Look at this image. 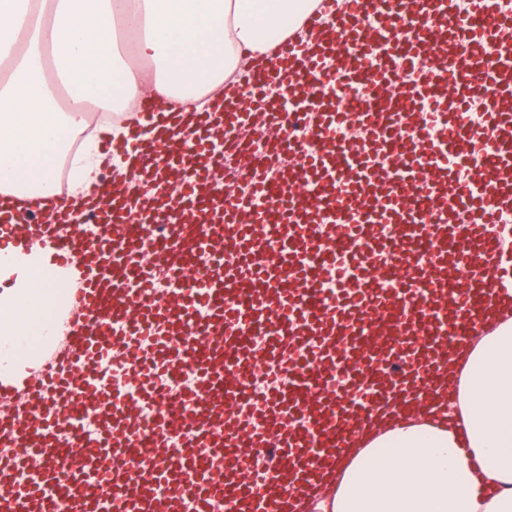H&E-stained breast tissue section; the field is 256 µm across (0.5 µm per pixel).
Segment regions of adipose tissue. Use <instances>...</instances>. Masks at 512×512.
<instances>
[{"label":"adipose tissue","instance_id":"ef3b65f1","mask_svg":"<svg viewBox=\"0 0 512 512\" xmlns=\"http://www.w3.org/2000/svg\"><path fill=\"white\" fill-rule=\"evenodd\" d=\"M302 0H0V188L22 206L82 212L100 190L103 169L125 170L123 156L97 140L74 148L85 108L124 113L107 139L147 127L143 97L213 111L215 94L249 67L267 63L271 31L298 19ZM150 63L153 75L127 64ZM74 99L59 104L61 90ZM72 156L67 200L54 190L57 168ZM0 363L47 335L56 279L38 261L18 264L0 248ZM446 422L415 413L366 422L362 445L343 451L331 498L302 497L292 477L281 495L298 512H512V317L495 316L452 355Z\"/></svg>","mask_w":512,"mask_h":512}]
</instances>
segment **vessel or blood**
I'll return each instance as SVG.
<instances>
[{
	"mask_svg": "<svg viewBox=\"0 0 512 512\" xmlns=\"http://www.w3.org/2000/svg\"><path fill=\"white\" fill-rule=\"evenodd\" d=\"M312 36L231 88L220 110L165 108L112 200L48 220L0 198V236L41 254L69 300L52 299L64 342L43 338L0 366V512H50L18 471L53 482L68 512L118 501L111 465L143 448L141 486L163 492L170 461L192 460L184 512L249 497L268 512V472L213 485L227 446L271 450L276 467L305 458L309 482L350 431L341 414L400 412L428 390L429 357L506 307L512 288V0H321ZM353 46L339 53L338 44ZM361 89L346 108L324 90L328 62ZM284 86L289 112L264 90ZM418 105L415 132L365 104L375 95ZM279 149L252 170L248 192L225 198L224 156L252 128ZM404 135L407 146L393 142ZM178 168L195 156L176 195H138L158 156ZM344 224L337 237L323 217ZM102 225L97 241L88 223ZM200 287H187L201 262ZM388 330L386 353L365 350L370 392L330 393L337 342ZM247 402L233 425L229 410ZM111 404L95 430L72 433L62 413Z\"/></svg>",
	"mask_w": 512,
	"mask_h": 512,
	"instance_id": "obj_1",
	"label": "vessel or blood"
}]
</instances>
